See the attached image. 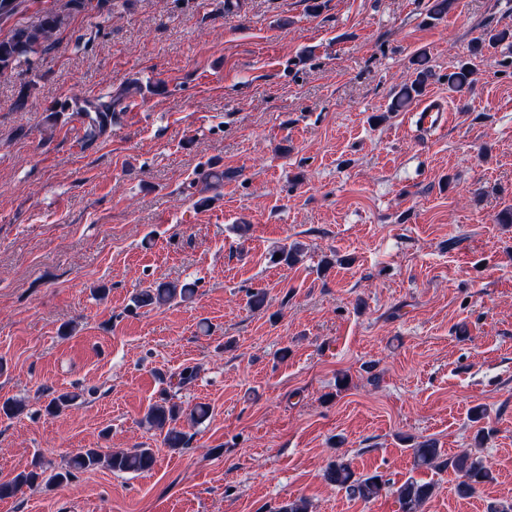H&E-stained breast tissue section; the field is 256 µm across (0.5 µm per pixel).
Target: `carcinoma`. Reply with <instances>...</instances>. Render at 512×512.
Returning <instances> with one entry per match:
<instances>
[{
  "mask_svg": "<svg viewBox=\"0 0 512 512\" xmlns=\"http://www.w3.org/2000/svg\"><path fill=\"white\" fill-rule=\"evenodd\" d=\"M62 24V18L55 13L45 14L39 25L34 28H17L8 38L0 40V75L11 71L21 59L38 52L51 40ZM428 72L421 71L416 78L405 87L403 100H410L423 92ZM110 105L101 104L97 107L88 104L80 108L90 135L104 131L108 124ZM195 294L193 283H161L155 288L140 291L134 297L136 306L157 307L171 303L177 299L185 301ZM77 395L62 392L54 396L47 405L50 414L60 413L75 404ZM184 414L182 407L166 398L152 404L144 416L145 423L162 436L163 444L173 451L184 448L188 438L177 426V421ZM413 465L416 469H442L453 467L458 475L457 492L468 496L480 485L490 483L494 475L483 458L473 452H463L452 461L442 459L441 449L431 440H424L411 449ZM154 464V455L149 448H136L131 451H115L108 455L96 448H85L70 458L67 468L45 475L43 463H36L29 470H24L8 482L0 483V499L16 495L25 486H32L39 481L61 484L69 480L74 473L95 470L99 467L114 472L137 473L149 470ZM324 478L330 484L344 490L353 498L369 502L384 492H391L399 507V512H423V507L433 496L435 485L408 477L400 485L387 480L378 472L357 474L341 459L330 462L324 471Z\"/></svg>",
  "mask_w": 512,
  "mask_h": 512,
  "instance_id": "obj_1",
  "label": "carcinoma"
}]
</instances>
